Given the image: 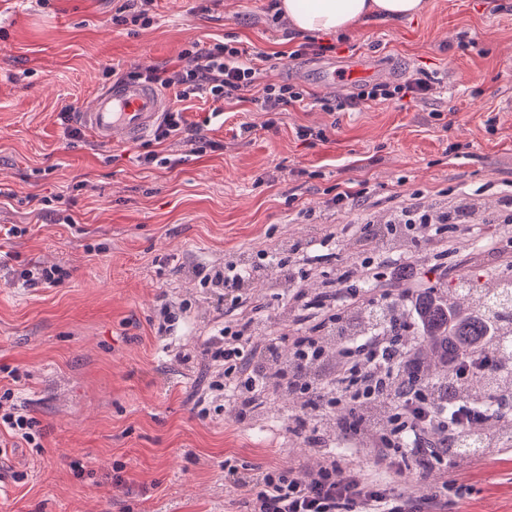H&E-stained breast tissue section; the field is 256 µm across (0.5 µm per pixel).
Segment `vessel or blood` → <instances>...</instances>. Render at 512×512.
Here are the masks:
<instances>
[{
	"instance_id": "1",
	"label": "vessel or blood",
	"mask_w": 512,
	"mask_h": 512,
	"mask_svg": "<svg viewBox=\"0 0 512 512\" xmlns=\"http://www.w3.org/2000/svg\"><path fill=\"white\" fill-rule=\"evenodd\" d=\"M387 70V62L376 56L341 58L319 66L315 83L333 89L359 79L384 77ZM167 108V98L153 86L122 80L99 91L79 117L99 141L139 140L149 135Z\"/></svg>"
}]
</instances>
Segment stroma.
<instances>
[{"instance_id":"obj_1","label":"stroma","mask_w":512,"mask_h":512,"mask_svg":"<svg viewBox=\"0 0 512 512\" xmlns=\"http://www.w3.org/2000/svg\"><path fill=\"white\" fill-rule=\"evenodd\" d=\"M269 3L156 0L143 29L113 25L112 0H0V226L26 230L0 237V394L12 390L38 420L42 444L0 437V512H243L248 491L225 482L228 464L285 470L333 456L380 477L373 429L312 448L269 401L251 420L234 419L228 395L222 411L199 415L212 376L200 353L231 303L201 287L196 265L300 245L291 268L306 255L314 262L294 292L273 299L258 280L245 303L257 312V336L293 337L324 277L360 268L359 225L409 203L456 206L462 184L475 213L499 212L512 185V0H426L413 19L362 21L337 50L299 57L303 35L273 23ZM224 39L271 53L260 83L304 91L276 129L256 105L233 101L204 130L215 151L64 134L59 109L87 108L113 82L106 67L176 66L191 43ZM366 54L396 62L388 83L420 72L439 82L435 100L360 101L355 84L316 88L315 63ZM324 96L353 105L329 114L317 104ZM302 127L324 130V140L304 143ZM156 149L170 166L141 163ZM361 182L363 202L329 206V188ZM313 224L331 225L332 238L310 233ZM411 234L423 245L403 260L421 286L446 289L460 273L512 259V224ZM32 264H58L69 276L27 287L17 274ZM165 292L191 307L160 337L151 319ZM118 462L131 494L112 484ZM452 478L461 494L445 490ZM393 486L423 512H512V442L464 463L448 458L424 477L404 459Z\"/></svg>"}]
</instances>
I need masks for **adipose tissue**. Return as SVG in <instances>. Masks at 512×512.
I'll return each instance as SVG.
<instances>
[{
	"label": "adipose tissue",
	"instance_id": "ef3b65f1",
	"mask_svg": "<svg viewBox=\"0 0 512 512\" xmlns=\"http://www.w3.org/2000/svg\"><path fill=\"white\" fill-rule=\"evenodd\" d=\"M425 6V0H280L290 30L313 34L343 33L368 18L409 20Z\"/></svg>",
	"mask_w": 512,
	"mask_h": 512
}]
</instances>
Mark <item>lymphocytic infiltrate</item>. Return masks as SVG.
Listing matches in <instances>:
<instances>
[{
    "label": "lymphocytic infiltrate",
    "instance_id": "lymphocytic-infiltrate-1",
    "mask_svg": "<svg viewBox=\"0 0 512 512\" xmlns=\"http://www.w3.org/2000/svg\"><path fill=\"white\" fill-rule=\"evenodd\" d=\"M179 66L150 65L134 72L133 78L144 81L161 91H174L176 106L164 112L153 137L156 143L184 135L192 143L205 142L201 132H188L182 101L194 96L206 97L212 103L211 118H220L225 101L237 99L256 104L266 112L267 128H275L276 117L288 108L304 102L303 91L295 85L282 83L259 86L258 65L270 61V54L257 51L246 54L235 44L216 42L207 46L192 45L182 53ZM435 93L429 79L413 77L390 85H366L360 99L427 101ZM254 321L247 315L225 325L220 339L203 349L204 357L224 364L218 380L212 381L215 391L233 387L238 391L233 405L239 419L251 413L252 392L261 390L260 382L242 385L240 363L245 353L256 354L259 360L275 359L277 344L255 339ZM293 361L289 378L325 369L330 373L323 381L327 404L355 410L358 404L369 401L382 386L395 385L394 412L390 426L378 433L381 447L380 466L383 473H399L403 454L418 457L423 469H432L435 462L448 451L450 436L488 420L489 414L471 403L453 406L438 405L423 379L393 381L392 374L408 357L404 343L390 336H371L360 344L340 348L337 355L327 354L322 343H309L306 337H297L290 351ZM227 475L237 485L250 488L252 497L248 512H418L419 506L408 494L390 491L378 480L346 471L336 460L320 461L307 471L267 468L255 473H242L228 468Z\"/></svg>",
    "mask_w": 512,
    "mask_h": 512
}]
</instances>
